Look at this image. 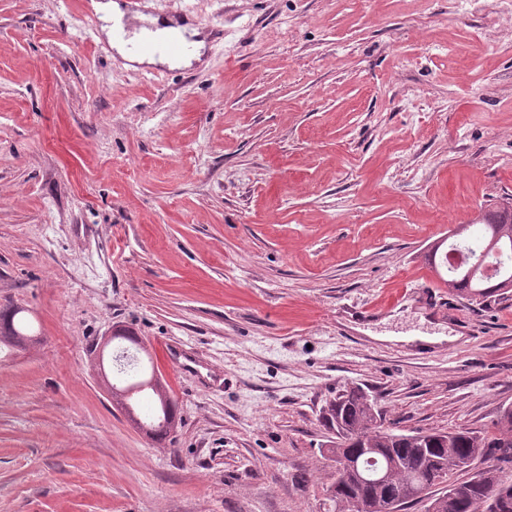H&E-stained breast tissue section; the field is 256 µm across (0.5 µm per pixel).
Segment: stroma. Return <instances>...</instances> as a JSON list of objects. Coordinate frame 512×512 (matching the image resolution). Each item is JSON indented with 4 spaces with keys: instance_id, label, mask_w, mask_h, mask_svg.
<instances>
[{
    "instance_id": "1",
    "label": "stroma",
    "mask_w": 512,
    "mask_h": 512,
    "mask_svg": "<svg viewBox=\"0 0 512 512\" xmlns=\"http://www.w3.org/2000/svg\"><path fill=\"white\" fill-rule=\"evenodd\" d=\"M77 0H0V512H328L327 401L495 433L512 294L422 261L512 198L505 0H157L201 61L144 75ZM125 328L180 423L112 402ZM195 375L175 372L167 347ZM20 313L17 310H13L5 313H0V348L6 344L8 346H23L25 341L28 340V336L23 332L25 330V324L22 321L14 323L16 315Z\"/></svg>"
}]
</instances>
